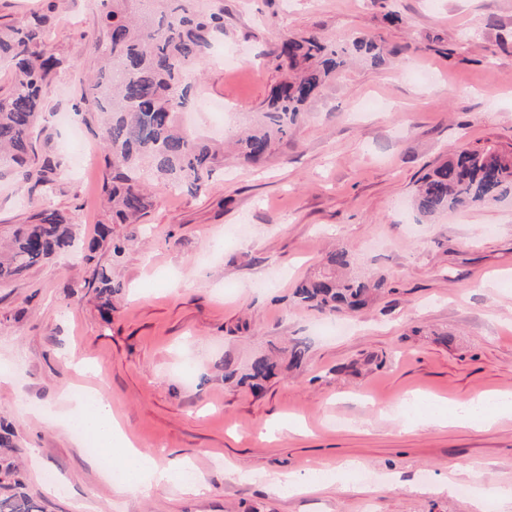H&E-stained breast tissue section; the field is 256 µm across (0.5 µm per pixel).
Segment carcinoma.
<instances>
[{
    "instance_id": "1",
    "label": "carcinoma",
    "mask_w": 512,
    "mask_h": 512,
    "mask_svg": "<svg viewBox=\"0 0 512 512\" xmlns=\"http://www.w3.org/2000/svg\"><path fill=\"white\" fill-rule=\"evenodd\" d=\"M128 2L112 0L105 12L106 39L94 43L104 65L81 92L99 119L107 168L102 191L114 224H135L146 214L151 202L144 182L155 179L166 189L198 190L223 161L210 142L181 128L178 114L193 89L189 68L206 62L213 38L224 33V13L203 12L197 0H159L155 14L134 21ZM45 24L46 18L33 16L0 28V59L12 72L11 88L0 96V153L7 155L18 178H33L48 191L58 162L38 155L32 137L57 66L42 48ZM343 54L316 37L281 40L275 55L278 68L295 75L274 89L261 123L240 135L246 161H264L288 136L326 79L344 64ZM511 193L512 152L462 148L421 178L415 204L422 216L432 217L489 205ZM73 241V225L53 210H40L0 258V281L22 274ZM349 266L346 250L329 253L319 274L296 288L295 297L321 312L362 309L373 292L385 288V280L342 275ZM278 370L277 363L261 357L243 379L257 388ZM15 473L12 463H0V512H43Z\"/></svg>"
}]
</instances>
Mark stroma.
<instances>
[{"instance_id": "obj_1", "label": "stroma", "mask_w": 512, "mask_h": 512, "mask_svg": "<svg viewBox=\"0 0 512 512\" xmlns=\"http://www.w3.org/2000/svg\"><path fill=\"white\" fill-rule=\"evenodd\" d=\"M223 10L193 86L191 135L220 142L252 126L281 74L284 36L339 42L331 75L259 167L233 149L199 190H153L135 224H116L101 187V134L81 120L99 66L103 0H0V26L46 15L60 59L34 134L58 161L54 187L0 167V242L48 207L75 225V250L0 283V421L26 491L44 512H512V496L441 493L448 479L512 485V416L487 427L436 425L429 402L512 394V195L422 217L420 178L462 148L512 151V0H203ZM366 37L380 63L355 51ZM110 226L124 241L91 252ZM350 276L384 278L353 315L293 296L336 248ZM106 273L111 292L98 290ZM308 345L302 366L258 390L259 357ZM102 382L145 451L193 461L183 482L115 494L63 413L66 390ZM294 420L298 432L278 434ZM356 460L355 473L340 475ZM475 474L457 475L460 461ZM242 476L230 478L226 463ZM316 470L322 489L291 493L270 474Z\"/></svg>"}]
</instances>
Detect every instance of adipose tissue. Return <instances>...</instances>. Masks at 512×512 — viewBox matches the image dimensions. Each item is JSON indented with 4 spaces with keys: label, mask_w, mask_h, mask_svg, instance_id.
<instances>
[{
    "label": "adipose tissue",
    "mask_w": 512,
    "mask_h": 512,
    "mask_svg": "<svg viewBox=\"0 0 512 512\" xmlns=\"http://www.w3.org/2000/svg\"><path fill=\"white\" fill-rule=\"evenodd\" d=\"M483 408L484 413L480 418L482 425L488 426L496 422L499 415L512 411V395L491 397L484 393H477L466 399L449 406L448 409L436 416L435 421L442 426H454L470 420V408ZM69 415L83 416L87 434L99 443L103 450H117L124 465L136 469L139 480L136 486L130 487L124 484L115 485L114 491L123 495L130 489L140 491L156 489L172 482L187 467H190L189 457H177L167 468L160 469L155 466L150 456L140 448H137L126 435L120 424L112 417V406L106 395H99L97 406L92 414H84L81 401H73L68 409Z\"/></svg>",
    "instance_id": "obj_1"
}]
</instances>
